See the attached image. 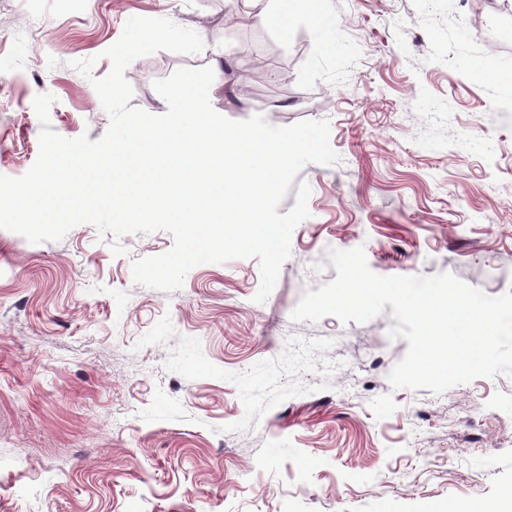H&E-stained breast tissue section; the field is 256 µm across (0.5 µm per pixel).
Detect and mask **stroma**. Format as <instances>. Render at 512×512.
<instances>
[{
	"instance_id": "35a3bbf8",
	"label": "stroma",
	"mask_w": 512,
	"mask_h": 512,
	"mask_svg": "<svg viewBox=\"0 0 512 512\" xmlns=\"http://www.w3.org/2000/svg\"><path fill=\"white\" fill-rule=\"evenodd\" d=\"M233 2L0 0V175L38 158L37 95L55 96L61 136L106 132L91 80L133 17L204 48L133 61L132 106L166 112L154 81L221 43L216 112L328 120L340 156L300 172L310 216L262 303L255 258L196 266L170 293L136 284L134 263L172 248L165 231L116 255L90 223L38 244L0 229V512H432L512 487V377L395 390L408 343L390 312L291 319L336 278L332 249L363 248L381 276L512 289V4L323 0L325 23L283 27ZM92 56L91 76L71 68ZM257 59L262 82L229 100Z\"/></svg>"
}]
</instances>
